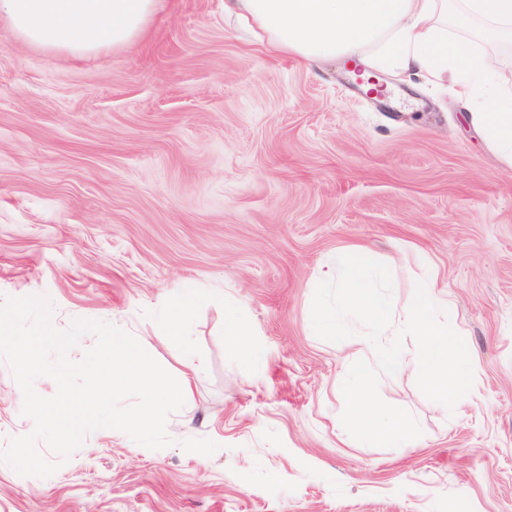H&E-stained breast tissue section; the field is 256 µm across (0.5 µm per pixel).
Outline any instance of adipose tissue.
<instances>
[{"mask_svg": "<svg viewBox=\"0 0 512 512\" xmlns=\"http://www.w3.org/2000/svg\"><path fill=\"white\" fill-rule=\"evenodd\" d=\"M163 0H0V21L35 46L81 57L139 40ZM225 15L272 54L317 65L355 60L365 80L388 73L473 89L481 69L491 90L470 121L512 169V82L476 46L512 44V0H224Z\"/></svg>", "mask_w": 512, "mask_h": 512, "instance_id": "obj_1", "label": "adipose tissue"}]
</instances>
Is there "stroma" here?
<instances>
[{
	"instance_id": "1",
	"label": "stroma",
	"mask_w": 512,
	"mask_h": 512,
	"mask_svg": "<svg viewBox=\"0 0 512 512\" xmlns=\"http://www.w3.org/2000/svg\"><path fill=\"white\" fill-rule=\"evenodd\" d=\"M349 70L265 53L224 0H166L135 47L80 60L0 23V302L116 325L177 377L150 314L214 295L172 445L100 428L49 477L0 462V512H512V170L453 88L399 78L388 99ZM353 245L403 305L432 265L470 354L476 395L450 412L404 339L379 393L417 420L409 444L347 433L357 356L313 329L321 267ZM225 300L264 347L257 373L226 357ZM22 406L0 359V450L34 429Z\"/></svg>"
}]
</instances>
